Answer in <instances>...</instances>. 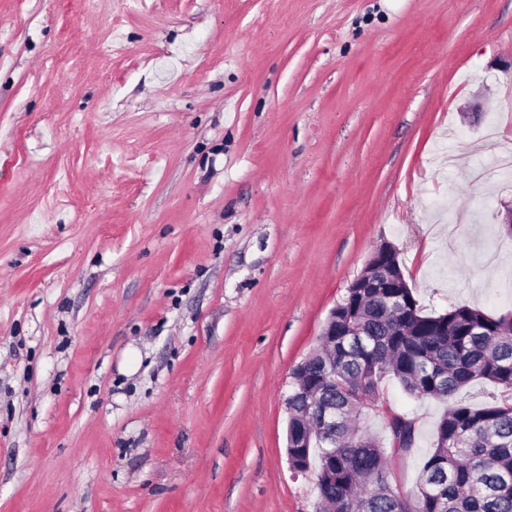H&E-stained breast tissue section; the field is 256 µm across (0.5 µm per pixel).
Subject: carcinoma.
<instances>
[{"label":"carcinoma","mask_w":512,"mask_h":512,"mask_svg":"<svg viewBox=\"0 0 512 512\" xmlns=\"http://www.w3.org/2000/svg\"><path fill=\"white\" fill-rule=\"evenodd\" d=\"M353 294L336 304V328L357 324L363 346L336 337L328 361L314 356L292 379L344 415L336 445L320 447L311 424L307 447L288 449V464L313 471L323 512H512V311L491 315L469 305L426 314L411 288ZM392 379L409 397L448 403L415 485L392 482L396 462L418 440L416 419L390 410L385 432L360 423L378 413L376 393ZM475 381L491 384V400L473 406L457 395Z\"/></svg>","instance_id":"obj_1"}]
</instances>
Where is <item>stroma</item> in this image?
Wrapping results in <instances>:
<instances>
[{"instance_id": "1", "label": "stroma", "mask_w": 512, "mask_h": 512, "mask_svg": "<svg viewBox=\"0 0 512 512\" xmlns=\"http://www.w3.org/2000/svg\"><path fill=\"white\" fill-rule=\"evenodd\" d=\"M507 149L512 0H0V512H318L293 369L385 242L512 310Z\"/></svg>"}]
</instances>
